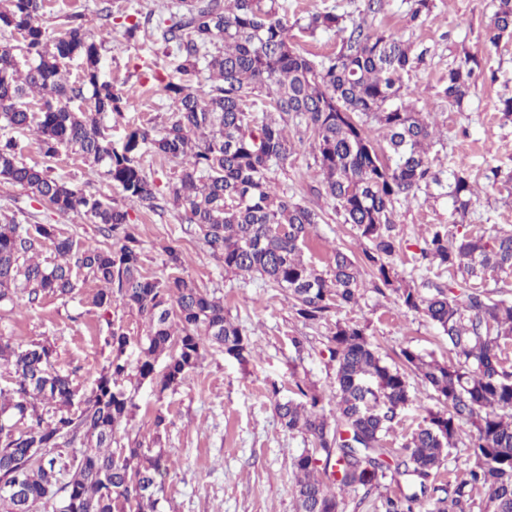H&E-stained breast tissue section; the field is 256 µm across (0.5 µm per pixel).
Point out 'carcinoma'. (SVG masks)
Wrapping results in <instances>:
<instances>
[{"label": "carcinoma", "mask_w": 512, "mask_h": 512, "mask_svg": "<svg viewBox=\"0 0 512 512\" xmlns=\"http://www.w3.org/2000/svg\"><path fill=\"white\" fill-rule=\"evenodd\" d=\"M4 2L0 34L16 33L22 45L0 44V180L47 209L99 225L119 242L77 246L52 224L1 222L0 303L65 298L84 272L104 284L93 296L96 308L107 313L118 301L143 317L148 330L133 364L128 337L112 329L107 363L87 395L55 370L51 345H13L0 337V367L13 377L12 386L0 387V512H35L38 502L51 504L52 512H161L169 474L164 451L149 455L139 441L112 447L117 429L139 408L137 386L154 380L162 355L163 392L197 369L208 346L239 361L251 353L248 335L224 313L221 298L188 277L142 271L128 211L54 175L50 166L24 162L17 135L27 132L37 135L45 158L63 149L80 155L125 199L153 213L163 205L140 158L149 151L177 164L168 197L183 207V223L197 227L224 272L261 277L305 321L327 322L371 288L448 338L453 361L407 347L400 362L390 363L367 326L336 321L327 337L336 380L332 417L324 414L322 395L306 384L297 385L299 398L274 404L285 427L312 445L292 462L296 512H343L339 491L377 489L390 472L408 477L413 492L381 496L379 512H414L421 496L434 500L433 512H512V299L486 287L487 271L512 269V228L456 237L450 225L464 222L476 194L460 164L448 178L451 224L430 225L415 258L427 272H448V281L412 284L394 262L402 250L398 208L440 183L431 153L441 140L425 107L404 101L411 94L406 78L424 63L426 50L324 11L300 26L311 37L332 31L339 39V49L316 63L296 47L275 0H187L183 13L159 22L161 37L176 54L177 72L202 65L211 84L195 88L154 77L174 107L168 125L131 127L115 143L101 119L128 110L129 100L101 79L103 42L86 35L78 15L48 31L43 0ZM433 7V0H413L410 22ZM509 39L512 0H498L485 41L496 47ZM73 60L80 61V74L71 82L64 69ZM482 71L475 55L448 65V106L463 107ZM262 91L259 118L255 96ZM290 125L312 149L318 193L367 242L359 259L336 250L328 273L302 258L318 213L269 177L295 152ZM375 129L385 145L372 137ZM48 241L56 253L50 266L39 260ZM359 262L372 270L368 283ZM411 373L431 387L435 406L424 408L422 423L393 450L386 438L413 402ZM74 444L80 451L66 454ZM460 444L468 467L438 483L450 449Z\"/></svg>", "instance_id": "cac0c4a2"}]
</instances>
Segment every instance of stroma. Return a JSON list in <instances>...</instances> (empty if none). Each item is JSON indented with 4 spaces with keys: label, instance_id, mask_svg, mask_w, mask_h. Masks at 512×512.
<instances>
[{
    "label": "stroma",
    "instance_id": "stroma-1",
    "mask_svg": "<svg viewBox=\"0 0 512 512\" xmlns=\"http://www.w3.org/2000/svg\"><path fill=\"white\" fill-rule=\"evenodd\" d=\"M276 4L280 13L292 20L333 9L374 28L395 32L414 48L427 49L425 62L412 74L409 85L444 142L437 170L461 162L478 180L479 193L463 227L512 226V183L491 184L482 177L490 165L512 173V122L503 120L499 110L500 96L512 95V40L494 48L484 38L495 0H434L431 15L415 24L407 21L410 0H388L378 15L366 12V0H276ZM101 8L100 0H45L43 22L55 29L67 15L78 14L90 37L104 39L101 75L121 88L132 103L124 116L104 120L117 140L131 124L162 126L173 107L156 93L149 78L153 70L165 77L171 73L160 31L150 24L129 40L116 18L123 14L156 18L181 12L182 7L181 0H112L108 18ZM466 52L482 58L484 72L463 107L456 109L449 107L442 94L443 79L449 64ZM51 164L56 175L126 206L122 193L94 175L81 156L65 150ZM273 177L276 183L288 185L295 200L319 214L303 247L307 262L326 271L335 249L361 253L363 244L350 225L344 224L332 202L317 195L320 178L309 145L298 146L285 168L275 170ZM182 213V208L173 205L159 214L131 209L144 273L170 275L161 247L169 239H177L186 275L223 299L225 313L247 332L252 352L241 362L210 349L200 368L176 388L161 393L155 384H142L136 416L117 435L169 453L172 470L166 484L165 512H295L291 461L307 448L308 441L281 424L274 401L291 396L299 380L314 384L324 395H333L335 375L325 346L327 329L305 323L287 298L262 280L227 275L223 264L209 254L196 227L182 222ZM1 215L21 223L33 219L55 225L61 235L79 244L102 239L96 225L46 209L25 190L3 182ZM449 215L447 198L434 186L399 209L396 222L403 250L395 263L404 277L421 278L423 271L414 258L424 245L429 226L447 223ZM99 287V282L82 278L70 297L49 296L35 307L22 301L11 308L1 306L0 336L16 345L50 341L57 353L56 369L72 375L80 392H89L109 355L104 339L113 326L122 327L127 334V355L132 360L147 332L145 320L121 303H114L109 317H102L92 305ZM340 317L366 323L387 360H395L405 347L441 360L453 358L447 338L432 324L419 315L397 310L389 299L372 290L364 291L354 312H341ZM295 336L307 339L304 356L295 353L291 344ZM159 413L166 419L161 431L153 425Z\"/></svg>",
    "mask_w": 512,
    "mask_h": 512
}]
</instances>
